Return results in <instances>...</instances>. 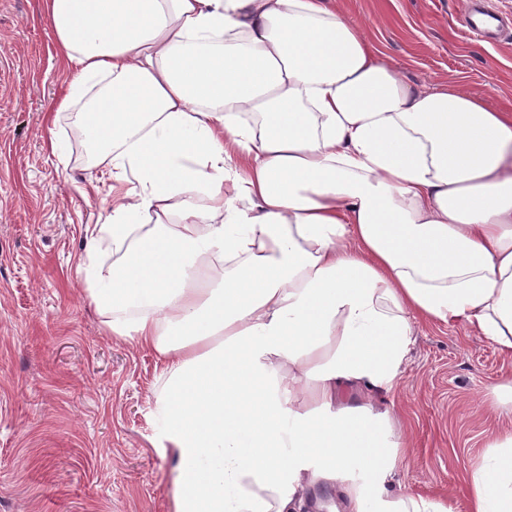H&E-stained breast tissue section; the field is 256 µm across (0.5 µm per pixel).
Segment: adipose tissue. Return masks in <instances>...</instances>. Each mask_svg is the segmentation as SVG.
<instances>
[{
    "instance_id": "1",
    "label": "adipose tissue",
    "mask_w": 512,
    "mask_h": 512,
    "mask_svg": "<svg viewBox=\"0 0 512 512\" xmlns=\"http://www.w3.org/2000/svg\"><path fill=\"white\" fill-rule=\"evenodd\" d=\"M58 104L124 191L79 275L157 353L174 512H451L392 491L406 435L348 389L398 384L418 322L512 356V113L424 88L335 0H40ZM112 246L102 262L101 242ZM512 512V428L469 476ZM304 500H305V508L296 510L302 512H319L315 510H311L310 506L312 503L316 502H333L338 505V511H328L326 508H323V511L326 512H345V508H343L342 500L340 497V490L336 483H318L314 484L310 487H307L304 491Z\"/></svg>"
}]
</instances>
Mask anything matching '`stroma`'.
<instances>
[{
    "mask_svg": "<svg viewBox=\"0 0 512 512\" xmlns=\"http://www.w3.org/2000/svg\"><path fill=\"white\" fill-rule=\"evenodd\" d=\"M413 82L512 111V38L469 35L467 0H344ZM76 72L38 0H0V512H173L153 402L161 360L108 336L77 266L112 212L111 172L44 118ZM61 153H51L50 139ZM512 357L463 325L417 326L398 386L376 400L408 437L393 487L470 512L468 475L512 415L481 400Z\"/></svg>",
    "mask_w": 512,
    "mask_h": 512,
    "instance_id": "35a3bbf8",
    "label": "stroma"
}]
</instances>
